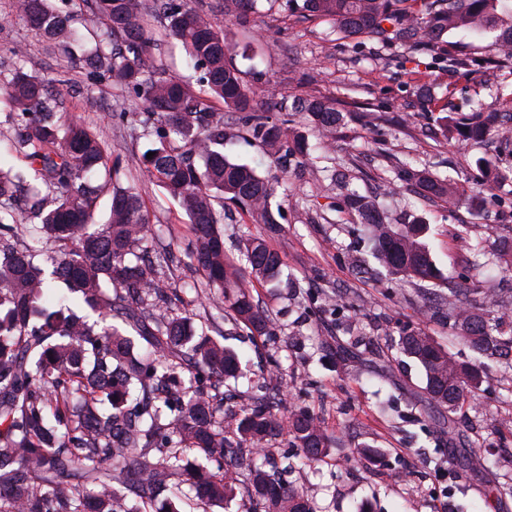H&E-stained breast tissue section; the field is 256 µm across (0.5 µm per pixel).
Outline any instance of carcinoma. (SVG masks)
Masks as SVG:
<instances>
[{
  "label": "carcinoma",
  "mask_w": 512,
  "mask_h": 512,
  "mask_svg": "<svg viewBox=\"0 0 512 512\" xmlns=\"http://www.w3.org/2000/svg\"><path fill=\"white\" fill-rule=\"evenodd\" d=\"M87 19L112 44L82 58L90 73L134 94L155 155L143 159V176L157 183L185 212L193 237L186 255L202 271L205 287L226 278L224 210L233 205L276 235L273 211L278 178L224 152V113L242 114L246 135L278 163L302 165L310 147L291 120L260 113L242 71L228 61L224 34L188 0H153L166 34L194 62L202 94L167 72L154 55L144 0H86ZM260 0H224L229 22L245 23ZM285 18L324 19L343 39L370 44L379 60L400 66L420 50L449 70H473L458 33L489 38L497 66L512 65V0H265ZM17 16L51 44L82 40L71 17L47 0H15ZM17 66L0 77V111L16 130L10 155L0 159V228L38 220L20 248H0V512H212L238 493L257 512H317L313 498L287 491L278 470L295 462L276 459L271 437L285 434L309 462L330 456L331 440L306 410L282 418L267 395L236 412L224 381L244 375L247 361L235 350L197 332L176 303L167 271L173 255L153 251L158 236L138 190L116 184L121 161L111 158L99 134L55 109L50 81ZM288 111L305 116L313 132L336 136L343 112L336 100L293 98ZM440 118L447 140L485 142L490 113L512 131V92L469 113L446 108ZM398 179L441 202L467 189L428 169L390 159ZM492 190L512 180V149L479 159ZM350 158L328 170L336 191L358 217L369 253L387 275L417 286L431 316L442 315L472 357L460 361L424 330L406 328L397 352L419 370L424 401L452 413L476 396L493 367L512 373V330L476 311L456 288L434 291L442 277L425 242L421 220L394 225L379 203L351 187ZM112 187L106 223L96 221L97 201ZM248 277L237 281L235 320L255 336L270 318L249 288L279 287L281 255L261 237L243 241ZM65 284L56 300L50 284ZM98 320L91 323L74 305Z\"/></svg>",
  "instance_id": "1"
}]
</instances>
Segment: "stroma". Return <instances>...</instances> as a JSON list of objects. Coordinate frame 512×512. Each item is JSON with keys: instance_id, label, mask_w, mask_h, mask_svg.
Wrapping results in <instances>:
<instances>
[{"instance_id": "1", "label": "stroma", "mask_w": 512, "mask_h": 512, "mask_svg": "<svg viewBox=\"0 0 512 512\" xmlns=\"http://www.w3.org/2000/svg\"><path fill=\"white\" fill-rule=\"evenodd\" d=\"M13 4L0 0V73L13 69V51L19 48L29 72L54 81L63 111L99 133L109 153L122 161L121 185L138 188L152 223L162 227L160 245L178 261L172 285L200 282L199 292L185 295L187 314L207 322L211 335L223 336L225 345L243 352L256 376L275 371L269 395L284 408L314 412L335 440L333 455L284 473V483L311 490L320 512H439L443 507L455 512L462 502L469 512H512V497L483 494L487 484L512 479V380L489 370L477 398L454 413V435L443 432L441 411L420 417L422 379L415 367L400 360L395 347L400 328H421L462 359L469 350L446 323L412 302L411 283L378 281L353 271L348 253L355 226L321 167L282 177L283 230L269 245L282 256L283 271L297 288L281 294L254 286V300L271 316L274 333L251 335L234 322L227 298L203 288V273L189 266L184 250L192 229L184 212L143 178L142 159L152 141L139 123L138 109L129 107L122 119L112 117L119 91L93 82L61 48L47 45L26 21L15 18ZM192 5L223 32L259 109L279 116L300 94L337 100L346 125L335 143L336 158L361 156L360 190L395 183V174L384 164L387 152L468 185L469 199L452 205L396 190L382 200L391 216L425 218L434 260L454 287L467 291L474 307L487 309V289L512 288V261L476 273L469 267L466 241L455 235L465 227L471 238L489 245L512 237V219L501 216L503 202L512 201V183L496 196L487 195L475 164L479 149L434 135L417 97L418 84L427 82L443 102L486 101L496 89L512 87L511 68L468 75L438 69L425 54L387 68L354 53L328 23L288 20L265 2L244 26L226 23L224 0H192ZM224 127L230 135L226 153L260 172L272 170L266 151L244 140L239 113L225 112ZM263 233V225L240 212L225 220L229 280L246 271L239 252L242 236ZM367 446L378 452L379 462L359 456ZM480 446L495 447L499 461L493 473L483 476L465 466L470 451Z\"/></svg>"}]
</instances>
